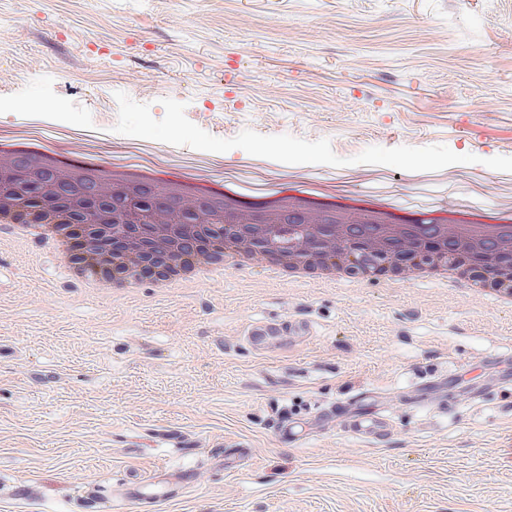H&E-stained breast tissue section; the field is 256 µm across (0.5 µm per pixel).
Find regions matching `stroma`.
<instances>
[{"label":"stroma","mask_w":512,"mask_h":512,"mask_svg":"<svg viewBox=\"0 0 512 512\" xmlns=\"http://www.w3.org/2000/svg\"><path fill=\"white\" fill-rule=\"evenodd\" d=\"M0 138L271 196L512 218V0H0ZM29 66L11 84L10 62ZM112 112L93 110L96 97ZM83 109L60 115L61 102ZM262 351L249 325L285 329ZM373 408L378 446L339 431ZM295 416L304 440L278 442ZM512 309L416 279L305 284L257 261L86 288L0 229V512H512ZM26 484L30 495L14 498ZM238 259L232 249H226L224 256L212 260L210 263L195 266L187 271H180L165 278H158L154 282L155 288H174L184 282L197 281L205 276L212 275L223 270L224 264L228 268H235Z\"/></svg>","instance_id":"obj_1"}]
</instances>
